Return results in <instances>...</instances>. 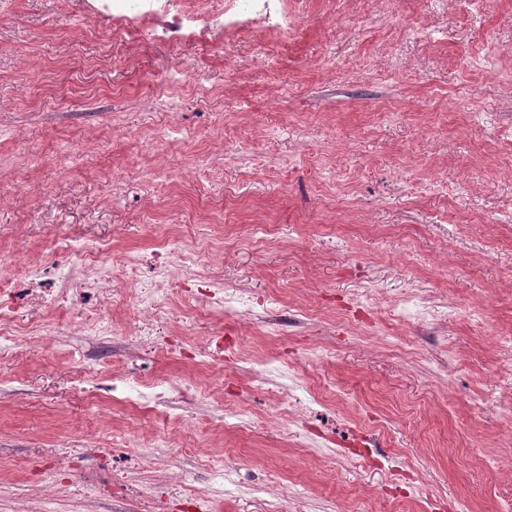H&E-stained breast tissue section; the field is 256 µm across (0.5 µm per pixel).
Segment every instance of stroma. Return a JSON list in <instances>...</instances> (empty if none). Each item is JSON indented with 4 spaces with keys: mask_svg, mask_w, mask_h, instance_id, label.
I'll list each match as a JSON object with an SVG mask.
<instances>
[{
    "mask_svg": "<svg viewBox=\"0 0 512 512\" xmlns=\"http://www.w3.org/2000/svg\"><path fill=\"white\" fill-rule=\"evenodd\" d=\"M294 27L204 43L121 34L81 0H0V253L78 262L57 243L140 254L193 246L213 275L304 309L305 327L253 351L272 379L327 393L300 430L220 434L209 400L179 422L77 392V372L122 365L76 330L62 297L24 322L53 343L0 348V512H21L46 468L41 512H71L76 485L130 433L218 512H260L271 474L309 512H512V0H288ZM177 100L170 114L163 100ZM262 224L286 235L258 238ZM413 292L448 304L447 330L398 315ZM169 335L224 332L223 315L165 307ZM224 399L273 413L264 390L214 372ZM223 457L213 476L204 454Z\"/></svg>",
    "mask_w": 512,
    "mask_h": 512,
    "instance_id": "35a3bbf8",
    "label": "stroma"
}]
</instances>
